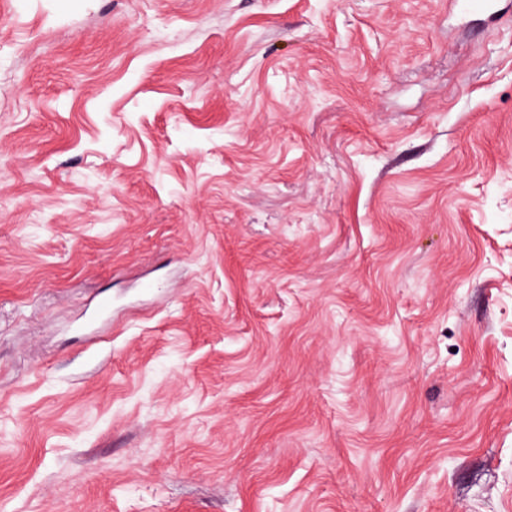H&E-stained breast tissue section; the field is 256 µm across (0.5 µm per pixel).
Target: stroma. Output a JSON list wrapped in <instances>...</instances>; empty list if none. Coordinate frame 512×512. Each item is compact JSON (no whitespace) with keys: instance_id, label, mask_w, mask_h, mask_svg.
<instances>
[{"instance_id":"35a3bbf8","label":"stroma","mask_w":512,"mask_h":512,"mask_svg":"<svg viewBox=\"0 0 512 512\" xmlns=\"http://www.w3.org/2000/svg\"><path fill=\"white\" fill-rule=\"evenodd\" d=\"M0 512H512V23L0 0Z\"/></svg>"}]
</instances>
